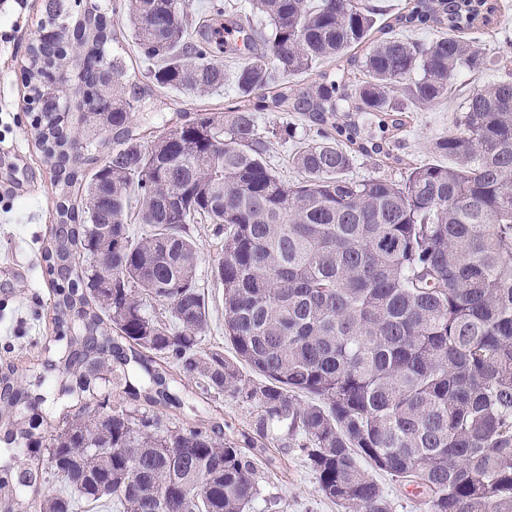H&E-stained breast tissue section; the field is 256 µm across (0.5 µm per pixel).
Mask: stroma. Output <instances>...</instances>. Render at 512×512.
I'll use <instances>...</instances> for the list:
<instances>
[{"mask_svg": "<svg viewBox=\"0 0 512 512\" xmlns=\"http://www.w3.org/2000/svg\"><path fill=\"white\" fill-rule=\"evenodd\" d=\"M44 15L45 0H24L20 5L14 0H0V16L18 21L12 49L0 54V109L18 115L11 132L0 135V195L12 205L10 212L0 211V372L14 369L16 377L24 382L35 373L46 349L65 346L52 321L54 289L59 279L50 273L43 250L57 222L53 205L57 190L36 141L33 120L37 112L30 103L25 71L28 51ZM108 18L115 36L114 46L125 60L128 77L142 76L148 64L130 35L125 13L112 12ZM456 113L457 100L453 97L444 106L413 113L401 136L405 165L360 158L351 168V176H382L402 181L408 165L430 160V142L452 130ZM258 119L263 128L276 124L293 128L294 137L275 142L267 160L283 179L298 180L300 174L290 159L309 132L307 122L289 112H263ZM192 232L200 252L198 277L211 315L202 345L223 351L229 357L233 351L224 338L222 290L211 275L221 256L220 247L211 225H193ZM259 416L256 406L224 396L209 398L205 409L195 414L168 411L164 421L170 425L206 427L214 420H223L225 442L238 446L242 445L244 435L253 436L258 448L260 495L249 512H344L323 497L316 475L295 440L275 428L258 435L255 424Z\"/></svg>", "mask_w": 512, "mask_h": 512, "instance_id": "obj_1", "label": "stroma"}]
</instances>
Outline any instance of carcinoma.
<instances>
[{
  "instance_id": "cac0c4a2",
  "label": "carcinoma",
  "mask_w": 512,
  "mask_h": 512,
  "mask_svg": "<svg viewBox=\"0 0 512 512\" xmlns=\"http://www.w3.org/2000/svg\"><path fill=\"white\" fill-rule=\"evenodd\" d=\"M186 2L45 3L26 72L34 99L58 102L37 136L57 176L60 227L44 256L66 275L54 309L67 342L35 380L57 370L76 377L67 395L94 382L115 393L64 414L44 445L20 407L47 397L0 374L4 443L43 455L6 466L0 512L50 476L60 488L39 512H246L259 495L255 459L224 442V425L163 421L186 406L174 369L211 397L255 403L259 432L285 426L323 496L347 512H391L371 468L428 489L426 512H512V76L470 91L454 129L430 144L436 159L402 182L349 176L360 156L402 163L407 113L442 103L464 72L498 70L511 38L489 54L460 36L496 8L250 0L256 26L224 0L198 22ZM109 10L126 12L155 63L146 81H123ZM413 29L435 37L398 36ZM375 31L368 52L350 54ZM71 34L79 56L59 50ZM333 61L336 75L318 70ZM229 77L240 101L225 111L148 143L135 132L131 114L152 88L209 96ZM259 112L313 126L291 158L298 181L267 161L272 139L293 130H261ZM192 224L221 238L231 358L200 347L209 308Z\"/></svg>"
}]
</instances>
